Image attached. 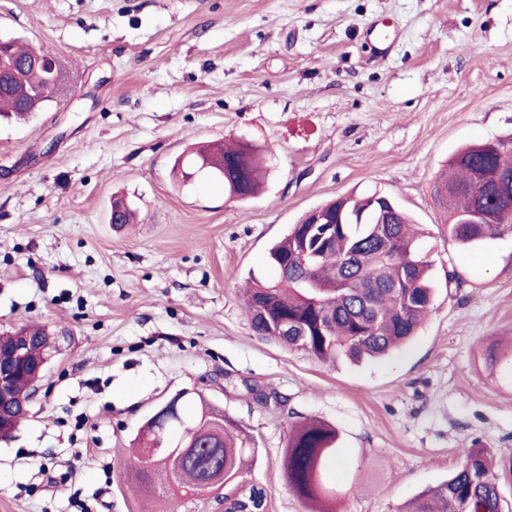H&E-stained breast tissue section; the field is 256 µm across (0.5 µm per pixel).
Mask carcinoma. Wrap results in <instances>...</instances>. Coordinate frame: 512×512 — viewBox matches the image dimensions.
<instances>
[{
  "label": "carcinoma",
  "mask_w": 512,
  "mask_h": 512,
  "mask_svg": "<svg viewBox=\"0 0 512 512\" xmlns=\"http://www.w3.org/2000/svg\"><path fill=\"white\" fill-rule=\"evenodd\" d=\"M3 53L16 73L0 81V117L25 120L48 108L69 82L60 61L51 71L24 67L44 51L0 37ZM247 142L213 151L200 146L185 168L224 182L228 194L257 193L267 171L266 155ZM512 173V137L465 146L448 158L434 183L435 200L448 212L452 239L462 247L512 235V180L493 191L477 188L481 172ZM327 223L308 213L271 245L267 262L276 279H247L245 311L249 327L261 340L302 351L319 362L381 359L405 344L433 306L430 264L418 249L412 220L384 193L346 196L320 206ZM133 210L116 201L114 224L130 223ZM30 355L49 349L43 330L25 328ZM181 421L162 429L155 418L134 438L139 452L136 478L149 489L155 472L184 496L226 488L224 512H265L266 495L239 478L255 448L239 425L203 396L178 404ZM338 433L325 421L306 419L292 425L283 457L289 491L307 512H337L340 493L329 476L336 468ZM396 512H503L499 476L490 448H465L447 479L413 497Z\"/></svg>",
  "instance_id": "cac0c4a2"
}]
</instances>
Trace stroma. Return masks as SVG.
Returning a JSON list of instances; mask_svg holds the SVG:
<instances>
[{
  "instance_id": "35a3bbf8",
  "label": "stroma",
  "mask_w": 512,
  "mask_h": 512,
  "mask_svg": "<svg viewBox=\"0 0 512 512\" xmlns=\"http://www.w3.org/2000/svg\"><path fill=\"white\" fill-rule=\"evenodd\" d=\"M386 27L380 55L367 36ZM0 35L71 67L63 101L0 121V332L52 344L0 439V512H224V494L142 492L132 441L181 391L254 439L245 485L303 512L291 422L336 428L340 512H395L462 449L497 454L512 512V236L464 248L433 183L459 146L512 134V0H0ZM273 148L265 189L182 182L195 142ZM393 195L419 227L433 309L378 361L322 364L253 336L238 290L309 210ZM138 209L110 222L115 197Z\"/></svg>"
}]
</instances>
